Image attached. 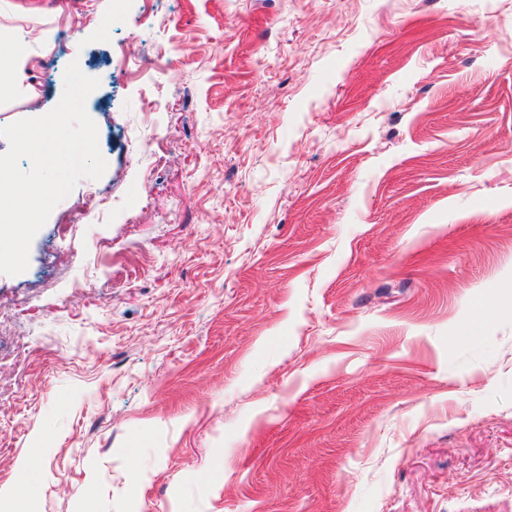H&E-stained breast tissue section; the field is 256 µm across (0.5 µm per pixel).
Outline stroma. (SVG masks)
<instances>
[{
    "label": "stroma",
    "instance_id": "1",
    "mask_svg": "<svg viewBox=\"0 0 512 512\" xmlns=\"http://www.w3.org/2000/svg\"><path fill=\"white\" fill-rule=\"evenodd\" d=\"M53 22L0 127L71 33L108 163L0 274V512H512V0Z\"/></svg>",
    "mask_w": 512,
    "mask_h": 512
}]
</instances>
